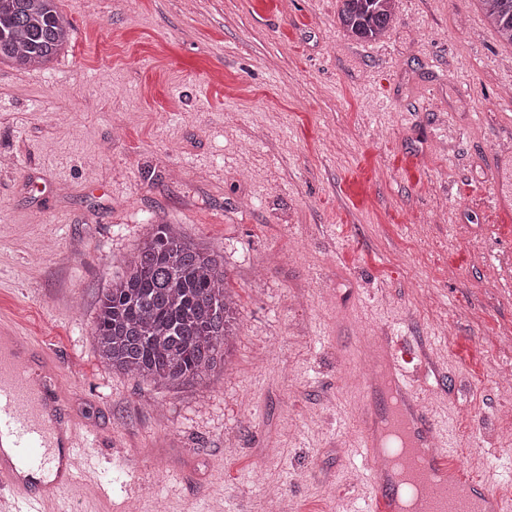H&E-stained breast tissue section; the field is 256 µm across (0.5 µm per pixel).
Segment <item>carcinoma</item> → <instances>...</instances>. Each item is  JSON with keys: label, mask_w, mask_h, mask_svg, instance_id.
Instances as JSON below:
<instances>
[{"label": "carcinoma", "mask_w": 512, "mask_h": 512, "mask_svg": "<svg viewBox=\"0 0 512 512\" xmlns=\"http://www.w3.org/2000/svg\"><path fill=\"white\" fill-rule=\"evenodd\" d=\"M340 25L362 40L386 36L394 0H339ZM500 38L512 44V0H479ZM71 24L58 0H0V63L37 68L67 45ZM224 256L174 224L126 259L101 299L93 339L109 369L165 386L196 381L225 363L237 303L225 288Z\"/></svg>", "instance_id": "cac0c4a2"}]
</instances>
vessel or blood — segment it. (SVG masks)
Wrapping results in <instances>:
<instances>
[{
  "instance_id": "obj_1",
  "label": "vessel or blood",
  "mask_w": 512,
  "mask_h": 512,
  "mask_svg": "<svg viewBox=\"0 0 512 512\" xmlns=\"http://www.w3.org/2000/svg\"><path fill=\"white\" fill-rule=\"evenodd\" d=\"M29 342V337L16 331L0 329V439L9 440L8 447L0 446V512H64L60 502L70 489L91 481L90 460L77 420L63 415L66 392L58 386L39 393L32 389L27 362L17 353ZM378 343L371 365L374 370L386 371L406 414L394 416L388 404L365 408L362 413L364 427L358 454L370 488L364 512H397L405 495L404 487L385 474L379 461L376 425L390 415L413 443L427 450L415 464L417 476L449 473L456 481L454 488L431 495L427 512H512L511 501L492 494L452 457L440 452L439 431L429 414L417 405L408 375L412 352L389 336L380 337ZM60 447L73 461L70 470L41 492H33L25 473L51 468L56 461L53 451Z\"/></svg>"
}]
</instances>
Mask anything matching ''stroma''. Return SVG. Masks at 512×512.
<instances>
[{"label":"stroma","instance_id":"1","mask_svg":"<svg viewBox=\"0 0 512 512\" xmlns=\"http://www.w3.org/2000/svg\"><path fill=\"white\" fill-rule=\"evenodd\" d=\"M338 0H60L70 46L0 64V323L47 348L100 489L77 512H359L375 400L360 336L417 352L452 450L512 489V45L477 0H395L345 35ZM224 256L221 369L162 388L92 328L157 224Z\"/></svg>","mask_w":512,"mask_h":512}]
</instances>
